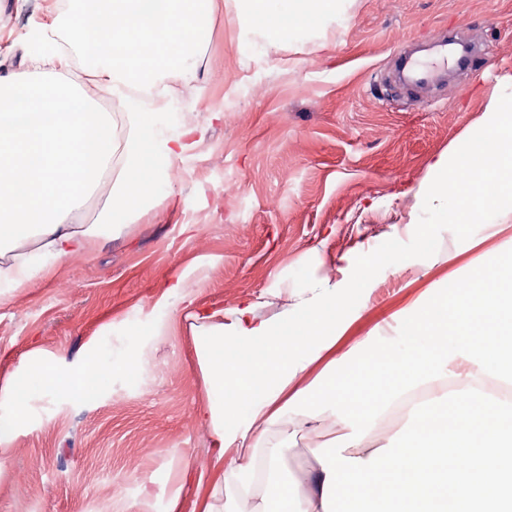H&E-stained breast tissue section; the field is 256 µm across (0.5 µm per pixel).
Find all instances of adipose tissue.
<instances>
[{
    "label": "adipose tissue",
    "instance_id": "ef3b65f1",
    "mask_svg": "<svg viewBox=\"0 0 512 512\" xmlns=\"http://www.w3.org/2000/svg\"><path fill=\"white\" fill-rule=\"evenodd\" d=\"M78 2L63 26L38 33L39 74L0 78L1 289L92 249L117 215H139L187 149L184 134H164L157 113L142 111L130 89L193 79L189 62L206 37L213 0ZM336 9V0H316L311 12L301 0H241L237 19L276 51ZM63 40L81 53L91 82L116 94L123 142L114 140L117 117L64 77ZM105 180L109 192L94 222L73 223V212ZM346 309V296L331 293L293 325L243 326L228 335L217 322L195 341L193 362L209 396L200 418L217 448L209 484L243 492L254 479L264 425L313 403L316 419H338L337 442L291 481L269 475L257 512H288L292 500L298 512H512V412L480 390L488 376L512 381V255L485 256L464 284L412 309L404 349L365 340L352 361L304 379L296 355L330 343ZM96 371L89 359L67 376L10 379L0 398L21 419L35 386L80 397L98 385ZM447 372L454 390L431 408L412 409L395 439L368 447L384 403ZM369 379L378 384L371 395L361 387ZM231 449L236 455L225 461Z\"/></svg>",
    "mask_w": 512,
    "mask_h": 512
}]
</instances>
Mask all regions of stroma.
<instances>
[{"label": "stroma", "mask_w": 512, "mask_h": 512, "mask_svg": "<svg viewBox=\"0 0 512 512\" xmlns=\"http://www.w3.org/2000/svg\"><path fill=\"white\" fill-rule=\"evenodd\" d=\"M217 2L195 79L173 82L156 107L164 130L195 128L193 148L133 223L0 293V379L38 365L63 376L90 357L103 373L87 399L36 390L21 421L0 400V512H165L174 492L192 512L216 452L189 355L206 316L228 333L237 309L245 325L274 324L313 298L291 279L304 264L337 291L358 256L410 241L438 161L512 89V0H341L335 19L276 52L242 34L236 0ZM67 15L58 0H0V77L30 68L32 32ZM448 28L486 43L484 64L391 98L393 50ZM511 249L512 211L463 242L443 231L433 256L369 283L336 331V354L366 338L400 346L407 307ZM331 434L296 415L268 425L254 454L290 443L286 481Z\"/></svg>", "instance_id": "35a3bbf8"}]
</instances>
